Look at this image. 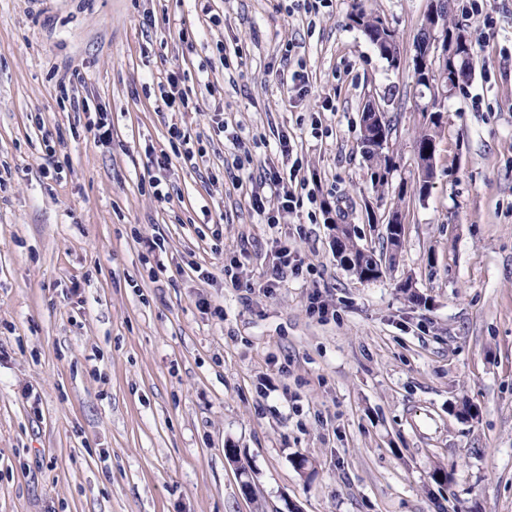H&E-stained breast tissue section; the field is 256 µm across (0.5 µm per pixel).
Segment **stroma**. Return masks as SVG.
Here are the masks:
<instances>
[{
	"instance_id": "stroma-1",
	"label": "stroma",
	"mask_w": 512,
	"mask_h": 512,
	"mask_svg": "<svg viewBox=\"0 0 512 512\" xmlns=\"http://www.w3.org/2000/svg\"><path fill=\"white\" fill-rule=\"evenodd\" d=\"M465 3L450 0L472 78L438 105L428 194L401 200L427 118L407 61L428 0H366L400 36L397 69L351 26L353 0L315 15L291 0H0V512H512V0H495L491 30ZM300 64L303 97L273 75ZM172 71L197 110H164ZM371 99L395 125L381 200L359 140ZM75 101L109 112L111 142ZM217 109L257 160L288 131L315 202L263 223L220 135L203 160H174L157 202L147 148H167L172 124L197 136ZM51 157L62 180L42 174ZM395 208L398 260L359 280L330 225L379 255ZM280 238L303 274L250 290ZM241 256L236 288L222 269Z\"/></svg>"
}]
</instances>
